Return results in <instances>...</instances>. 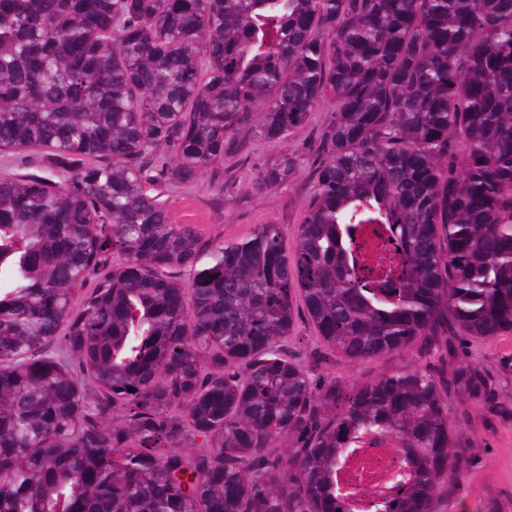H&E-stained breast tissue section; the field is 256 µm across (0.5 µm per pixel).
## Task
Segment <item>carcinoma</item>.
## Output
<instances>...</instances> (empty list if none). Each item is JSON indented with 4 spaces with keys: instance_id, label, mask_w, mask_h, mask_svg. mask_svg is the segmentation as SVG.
Returning <instances> with one entry per match:
<instances>
[{
    "instance_id": "1",
    "label": "carcinoma",
    "mask_w": 512,
    "mask_h": 512,
    "mask_svg": "<svg viewBox=\"0 0 512 512\" xmlns=\"http://www.w3.org/2000/svg\"><path fill=\"white\" fill-rule=\"evenodd\" d=\"M327 100L291 250L206 249L144 190ZM2 150L61 181L0 176V512H353L367 435L403 458L375 512L453 508V422L503 408L457 337L512 332V0H0ZM365 224L401 246L371 277ZM411 355L385 354L371 362L361 365H349L339 362L336 367H329L323 373L325 379L341 378L350 385L354 382L364 383L377 375L395 371L410 362Z\"/></svg>"
}]
</instances>
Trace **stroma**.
<instances>
[{
  "mask_svg": "<svg viewBox=\"0 0 512 512\" xmlns=\"http://www.w3.org/2000/svg\"><path fill=\"white\" fill-rule=\"evenodd\" d=\"M326 112L313 113L308 122L284 139L253 138L247 148L225 157L223 168L211 170L185 184H158L150 194L158 196L171 223L194 227L205 242H239L249 238L257 225H280L287 242H294L313 190L314 172L301 162L284 183L256 189L257 168L276 164L284 154L300 153L314 142L326 121ZM468 357L480 359L499 388L503 400L512 402V335L483 340L465 339ZM410 361L409 355L386 354L371 362H344L328 368L325 378L364 383L377 375L397 370ZM468 418L457 426L472 456V465L461 483L458 503L485 507L494 502L497 512H512V420L483 425L479 405L467 407Z\"/></svg>",
  "mask_w": 512,
  "mask_h": 512,
  "instance_id": "35a3bbf8",
  "label": "stroma"
}]
</instances>
